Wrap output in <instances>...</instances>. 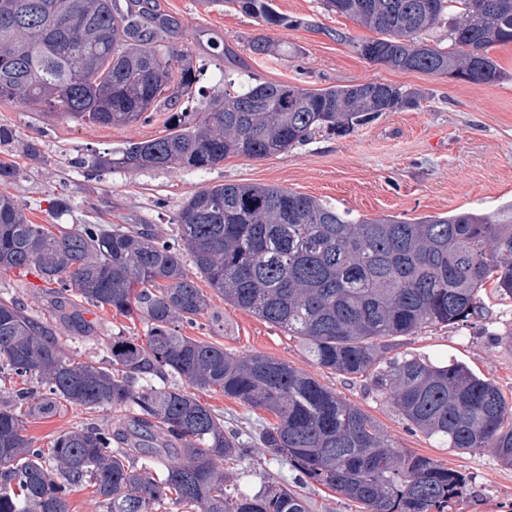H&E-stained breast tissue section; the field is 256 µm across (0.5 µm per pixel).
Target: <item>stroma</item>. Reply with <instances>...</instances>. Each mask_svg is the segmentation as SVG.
Instances as JSON below:
<instances>
[{"instance_id":"35a3bbf8","label":"stroma","mask_w":512,"mask_h":512,"mask_svg":"<svg viewBox=\"0 0 512 512\" xmlns=\"http://www.w3.org/2000/svg\"><path fill=\"white\" fill-rule=\"evenodd\" d=\"M157 3L179 22L183 45L199 72L202 94L189 100L187 109L203 108L218 84L220 72L211 55L216 41L231 46L247 72L263 81L303 88L378 81L419 92L420 104L384 113L347 134L316 135L269 159L231 156L206 171L146 168L97 174L78 166L77 158L161 136L167 113H151L127 127H106L59 118L34 103L3 101L0 126L12 129L15 140L0 146V160L11 162L20 175L10 184L0 183V193L17 198L32 223L106 228L150 224L169 240L185 200L197 190L224 183L279 186L357 217L393 215L408 221L463 210L490 215L512 203V44H497L489 51L501 79L472 84L368 62L354 45L374 39V32L331 10L327 0H273L278 12L295 20L290 29L263 28L229 4L208 8L201 0ZM263 33L273 50L266 56L251 54L250 41ZM29 140L38 144L41 162L31 161L24 152ZM54 197L62 198L65 210H50ZM0 298L19 301L31 315L60 318L43 282L30 272L0 273ZM78 307L92 322V335L78 336L64 328L60 336L80 358L108 360L113 336L146 332L141 320L83 301ZM181 332L240 356L261 354L288 362L369 415L393 446L462 471L468 482L453 512H512V467L502 464L493 449L461 454L410 430L367 379L317 365L297 337L226 303L219 294H211L207 313L196 325L182 326ZM395 353L439 363L462 361L494 381L512 404L511 301L493 305L479 325L427 327L403 337ZM201 398L223 415L225 432L237 433L251 447L249 457L230 467L241 492L260 490L269 472L280 482L293 483L294 472L272 459L255 438L269 413L225 397L218 389L202 392ZM116 418L109 407L91 412L70 406L50 417H24L22 433L33 447L46 448L60 434L89 424L108 428Z\"/></svg>"}]
</instances>
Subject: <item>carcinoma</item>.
Returning <instances> with one entry per match:
<instances>
[{
	"instance_id": "carcinoma-1",
	"label": "carcinoma",
	"mask_w": 512,
	"mask_h": 512,
	"mask_svg": "<svg viewBox=\"0 0 512 512\" xmlns=\"http://www.w3.org/2000/svg\"><path fill=\"white\" fill-rule=\"evenodd\" d=\"M225 2L265 27L291 25L272 0H207ZM328 4L379 34L356 45L370 62L454 72L469 83L502 78L488 50L512 44V0ZM445 20L449 49L424 38ZM235 58L228 46L215 54L224 90L201 110L180 111L197 70L177 21L151 0H0V100L108 127L170 112L169 133L78 159L102 171H203L228 156L269 158L419 100L378 82L310 89L251 77L236 89ZM176 226L170 242L150 224H33L13 197L0 195L1 272L36 271L81 334L74 291L147 324L141 339L112 337L109 363L78 361L55 323L0 299V369L42 386L0 402V512H69V491L85 484L107 512H155L165 501L199 512H309L302 494L274 477L253 495L226 493L224 462L248 446L224 433L223 416L190 387H218L271 413L276 421L257 435L262 447L301 483L333 489L364 512L456 505L466 486L461 472L394 447L367 414L314 378L267 355L240 357L183 335L180 326L209 306L196 276L225 302L300 338L321 367L370 378L411 428L457 451L493 448L512 466V405L493 381L458 360L388 356L398 337L485 315L489 283L496 297L512 300V205L495 217L353 218L288 189L227 183L193 193ZM24 405L31 416L111 406L124 418L113 429L65 432L43 450L21 434ZM139 456L159 463L163 477L135 467Z\"/></svg>"
}]
</instances>
